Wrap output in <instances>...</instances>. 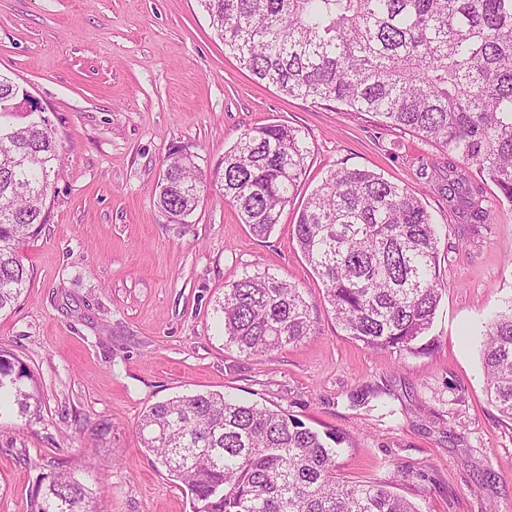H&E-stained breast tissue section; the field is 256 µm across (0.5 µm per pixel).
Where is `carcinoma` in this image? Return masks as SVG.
<instances>
[{
  "mask_svg": "<svg viewBox=\"0 0 512 512\" xmlns=\"http://www.w3.org/2000/svg\"><path fill=\"white\" fill-rule=\"evenodd\" d=\"M210 25L255 79L314 104L367 112L411 131L458 164L442 190L484 223L472 175L512 207V0H200ZM311 147L283 124L246 129L224 153L220 187L257 237L297 194ZM186 145L170 149L157 206L184 221L206 175ZM59 144L24 89L0 75V314L24 293L20 245L47 222ZM294 238L334 319L373 350H428L442 297L432 215L407 186L359 168L328 170L302 204ZM225 344L268 356L316 332L301 288L254 263L218 302ZM486 394L512 420V300L486 325ZM0 354V411L36 394ZM138 433L188 490L190 512H418L380 482L336 480L337 450L282 411L222 393L175 397L143 412ZM30 512H97L94 490L63 470L32 492Z\"/></svg>",
  "mask_w": 512,
  "mask_h": 512,
  "instance_id": "obj_1",
  "label": "carcinoma"
}]
</instances>
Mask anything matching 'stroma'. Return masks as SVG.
<instances>
[{"label":"stroma","mask_w":512,"mask_h":512,"mask_svg":"<svg viewBox=\"0 0 512 512\" xmlns=\"http://www.w3.org/2000/svg\"><path fill=\"white\" fill-rule=\"evenodd\" d=\"M0 73L32 94L62 148L51 214L21 254L30 286L0 318V353L29 374L27 412L0 413V512H29L58 470L99 512H189L142 447L151 405L220 391L340 436L336 476L379 481L419 512H512V420L488 402L485 323L512 300V209L489 183L468 224L423 163L441 147L370 114L281 94L225 54L198 0H0ZM303 129L313 154L269 236L251 234L218 185L190 223L156 204L171 147L211 171L245 129ZM409 185L432 214L445 289L430 354L370 350L324 301L293 237L300 205L331 167ZM304 289L317 334L272 355L225 346L214 307L252 263ZM108 445L93 447L101 423Z\"/></svg>","instance_id":"1"}]
</instances>
